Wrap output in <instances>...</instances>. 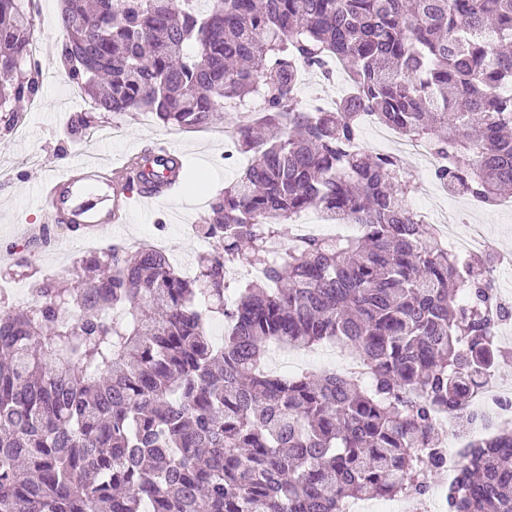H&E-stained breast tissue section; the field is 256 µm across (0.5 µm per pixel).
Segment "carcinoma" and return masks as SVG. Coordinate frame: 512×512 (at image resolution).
I'll list each match as a JSON object with an SVG mask.
<instances>
[{"label": "carcinoma", "mask_w": 512, "mask_h": 512, "mask_svg": "<svg viewBox=\"0 0 512 512\" xmlns=\"http://www.w3.org/2000/svg\"><path fill=\"white\" fill-rule=\"evenodd\" d=\"M56 54L96 114L146 112L181 131L237 119L249 163L196 234L183 275L116 241L0 306V512H349L426 495L444 469L438 417L507 359L491 326L512 306L408 207L401 161L369 154L362 111L429 142L450 192L512 189V0H64ZM28 0H0V121L40 92ZM344 63L329 111L296 103L300 68ZM314 209L348 238L275 255ZM237 266L265 269L241 282ZM224 321L216 342L211 323ZM337 345L360 371L267 370L265 354ZM447 512H512V430L463 453Z\"/></svg>", "instance_id": "1"}]
</instances>
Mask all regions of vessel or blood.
Listing matches in <instances>:
<instances>
[{
	"label": "vessel or blood",
	"instance_id": "vessel-or-blood-1",
	"mask_svg": "<svg viewBox=\"0 0 512 512\" xmlns=\"http://www.w3.org/2000/svg\"><path fill=\"white\" fill-rule=\"evenodd\" d=\"M153 165L138 174L134 158L118 164L78 160L41 182L39 206L43 221L83 236L111 233L113 225L132 220L136 206L166 199L165 177L178 157L169 143L155 142L148 150Z\"/></svg>",
	"mask_w": 512,
	"mask_h": 512
}]
</instances>
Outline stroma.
<instances>
[{
    "instance_id": "stroma-1",
    "label": "stroma",
    "mask_w": 512,
    "mask_h": 512,
    "mask_svg": "<svg viewBox=\"0 0 512 512\" xmlns=\"http://www.w3.org/2000/svg\"><path fill=\"white\" fill-rule=\"evenodd\" d=\"M40 64L43 85L39 108L26 110V119L18 130L8 134L0 131V171H8L11 176L9 183H0V243L16 246V225L35 222L39 212L37 185L45 172L61 169L76 156L122 160L151 142L167 139L178 146L189 176L200 172L211 176V193L193 197L180 193L137 208L132 223L114 231L113 236L159 242L170 260L193 265L200 248L185 227L204 222L214 195L235 180L240 170L239 165L225 159L220 133L183 132L163 127L150 116L129 112L121 117L125 133L120 138L108 136L113 121L108 114L98 126L97 137L67 140L64 130L72 115L60 111L59 104L69 97L71 81L57 56L41 58ZM461 214L469 220H481L499 260V287L503 293L512 295V211L486 208L476 213L465 207ZM83 252L82 245L68 231H59L50 246L29 247L26 265H17L10 256L0 257V281L13 280L20 287H31L34 276L73 264Z\"/></svg>"
}]
</instances>
